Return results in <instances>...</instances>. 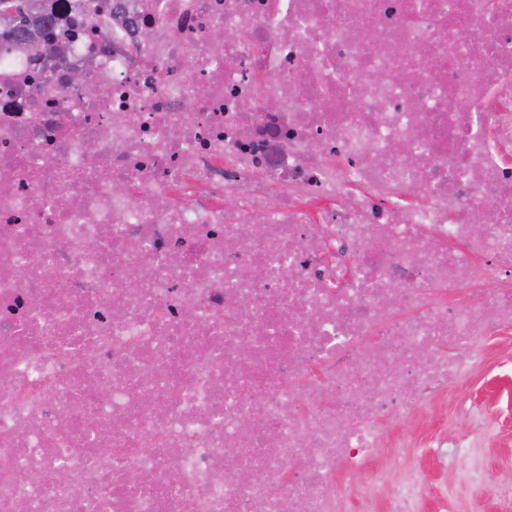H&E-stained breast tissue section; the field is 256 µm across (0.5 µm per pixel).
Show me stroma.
Returning a JSON list of instances; mask_svg holds the SVG:
<instances>
[{
  "label": "stroma",
  "instance_id": "35a3bbf8",
  "mask_svg": "<svg viewBox=\"0 0 512 512\" xmlns=\"http://www.w3.org/2000/svg\"><path fill=\"white\" fill-rule=\"evenodd\" d=\"M487 345L488 358L449 385L442 409L405 427L409 433L481 448L484 478L479 484L464 480L468 462L462 458L442 462L411 454L397 457L389 448L374 452L375 462L391 460L393 474L415 470L431 481L435 496L423 512H436L442 491L448 494V512H499L501 503L493 492L512 484V332L495 333Z\"/></svg>",
  "mask_w": 512,
  "mask_h": 512
}]
</instances>
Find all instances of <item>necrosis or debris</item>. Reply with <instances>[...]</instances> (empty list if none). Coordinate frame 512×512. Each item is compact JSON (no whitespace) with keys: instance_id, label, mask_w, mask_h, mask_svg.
I'll use <instances>...</instances> for the list:
<instances>
[{"instance_id":"1","label":"necrosis or debris","mask_w":512,"mask_h":512,"mask_svg":"<svg viewBox=\"0 0 512 512\" xmlns=\"http://www.w3.org/2000/svg\"><path fill=\"white\" fill-rule=\"evenodd\" d=\"M52 7L0 38V512H420L368 461L512 331V0Z\"/></svg>"}]
</instances>
